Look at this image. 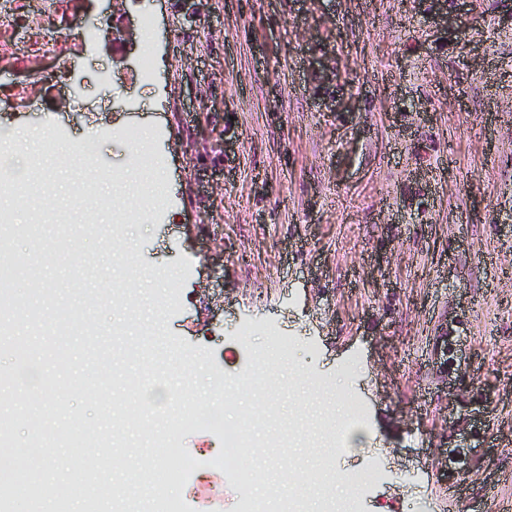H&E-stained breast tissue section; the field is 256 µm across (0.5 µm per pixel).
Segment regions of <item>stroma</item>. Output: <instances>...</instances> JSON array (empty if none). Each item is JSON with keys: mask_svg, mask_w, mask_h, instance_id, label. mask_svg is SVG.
Here are the masks:
<instances>
[{"mask_svg": "<svg viewBox=\"0 0 512 512\" xmlns=\"http://www.w3.org/2000/svg\"><path fill=\"white\" fill-rule=\"evenodd\" d=\"M88 14L122 43L101 34L55 96L38 81L0 108L34 140L14 170L39 176L27 210L0 194V253L27 263L13 330L70 313L55 344L90 332L107 368L178 337L235 419L256 405L299 512H512V0ZM44 378L0 346V386ZM478 444L447 477L444 449ZM183 497L236 512L246 494L196 472Z\"/></svg>", "mask_w": 512, "mask_h": 512, "instance_id": "obj_1", "label": "stroma"}]
</instances>
